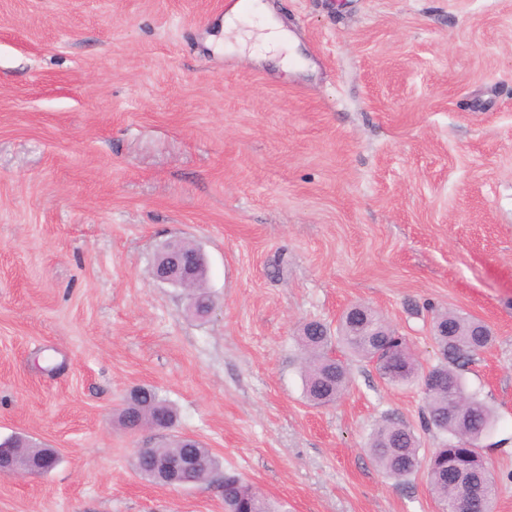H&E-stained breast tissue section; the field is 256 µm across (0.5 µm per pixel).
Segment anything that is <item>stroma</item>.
Listing matches in <instances>:
<instances>
[{
	"instance_id": "stroma-1",
	"label": "stroma",
	"mask_w": 512,
	"mask_h": 512,
	"mask_svg": "<svg viewBox=\"0 0 512 512\" xmlns=\"http://www.w3.org/2000/svg\"><path fill=\"white\" fill-rule=\"evenodd\" d=\"M246 47H214L231 0H0V436L56 448L0 475V512H224L222 477L143 480L137 449L192 435L278 512H439L423 475L367 442L419 429V386L351 362L336 403L303 396L294 341L354 304L422 367L435 313L485 322L464 372L512 512V0H265ZM197 243L214 310L152 275ZM173 428L130 431L132 388ZM138 390V394L134 395V391ZM130 392L126 406L123 408L119 422L124 428L132 430L139 427L134 426L141 424L145 427L153 425L172 427L176 420V412L167 399L162 397L160 393L151 387H138ZM7 439L15 448H0V475L19 478L40 476L50 472L59 462V455L55 448H43L33 456L22 447L24 443H29L26 439L21 437Z\"/></svg>"
}]
</instances>
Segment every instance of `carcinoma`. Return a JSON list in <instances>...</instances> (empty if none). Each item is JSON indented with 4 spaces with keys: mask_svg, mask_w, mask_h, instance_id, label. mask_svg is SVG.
Wrapping results in <instances>:
<instances>
[{
    "mask_svg": "<svg viewBox=\"0 0 512 512\" xmlns=\"http://www.w3.org/2000/svg\"><path fill=\"white\" fill-rule=\"evenodd\" d=\"M355 315L342 317L336 334L318 322L305 323L295 337L300 352L303 393L313 405H330L343 394L349 381V364L332 360L327 351L342 345L351 358L375 365L390 386L413 382L427 387L421 427L446 434L441 446L428 455L421 453L420 438L405 423L387 421L371 434L369 448L376 467L385 475L408 477L423 474L430 492L445 512H456L460 501L471 497L473 507H488L497 492L496 479L482 454L480 441L496 423L493 408L468 391L461 371L492 340V331L482 321L457 312L438 314L433 320V337L444 363L423 370L403 337L395 334L372 308L354 307ZM176 412L167 399L151 387L129 395L119 422L125 428L141 424L171 427ZM158 455L198 457L193 483L213 480L221 468L219 458L206 447L179 448L177 442L153 448ZM132 468L148 482H157L153 457L134 455ZM224 512H274L270 500L235 474H224Z\"/></svg>",
    "mask_w": 512,
    "mask_h": 512,
    "instance_id": "carcinoma-1",
    "label": "carcinoma"
}]
</instances>
